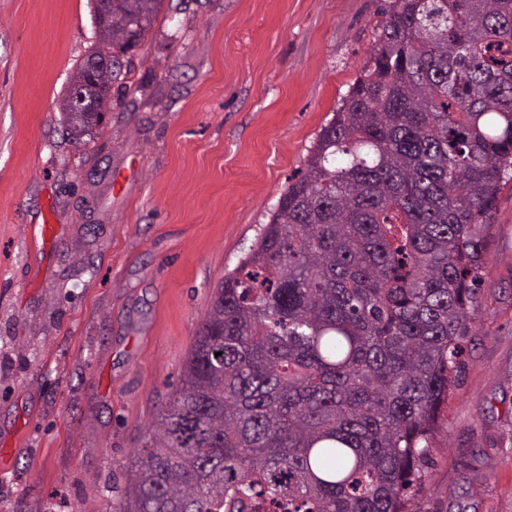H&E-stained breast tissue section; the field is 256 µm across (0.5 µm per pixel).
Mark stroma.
<instances>
[{
	"mask_svg": "<svg viewBox=\"0 0 512 512\" xmlns=\"http://www.w3.org/2000/svg\"><path fill=\"white\" fill-rule=\"evenodd\" d=\"M384 3L164 0L76 148L59 108L96 46L93 0H0V512H112ZM492 232L422 512H512V183Z\"/></svg>",
	"mask_w": 512,
	"mask_h": 512,
	"instance_id": "35a3bbf8",
	"label": "stroma"
}]
</instances>
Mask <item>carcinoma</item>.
I'll use <instances>...</instances> for the list:
<instances>
[{"mask_svg": "<svg viewBox=\"0 0 512 512\" xmlns=\"http://www.w3.org/2000/svg\"><path fill=\"white\" fill-rule=\"evenodd\" d=\"M163 0H117L79 148ZM306 168L216 288L120 512H410L512 181V0H389Z\"/></svg>", "mask_w": 512, "mask_h": 512, "instance_id": "cac0c4a2", "label": "carcinoma"}]
</instances>
